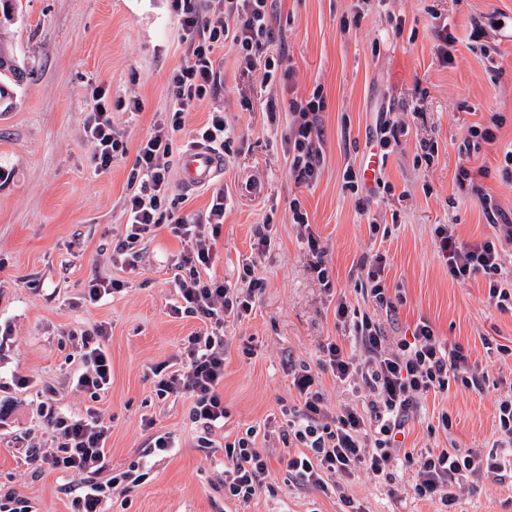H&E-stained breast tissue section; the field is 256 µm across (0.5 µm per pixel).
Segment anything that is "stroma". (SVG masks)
Returning <instances> with one entry per match:
<instances>
[{
	"label": "stroma",
	"mask_w": 512,
	"mask_h": 512,
	"mask_svg": "<svg viewBox=\"0 0 512 512\" xmlns=\"http://www.w3.org/2000/svg\"><path fill=\"white\" fill-rule=\"evenodd\" d=\"M358 24L343 26L354 8ZM447 19L454 42L451 63L437 53L434 30ZM482 27L481 41L470 33ZM275 46L287 72L268 94L280 106L321 89L325 131L321 173L316 182L295 183L288 173L282 133L268 124L258 95L259 74L241 72L234 53L216 54L221 86L216 97L195 102L184 114L185 131L175 139L181 155L188 131L203 126L223 107L234 153L214 185L193 192L173 187L177 213L206 209L215 187H227L232 203L224 215L213 273L236 281L245 258L255 257L266 282L253 314L228 323L224 363L223 435L233 441L247 426L296 404L289 362L318 366L319 345L341 335L334 307L337 296L359 307L353 271L363 253L389 257L387 283L401 300L389 335L411 332L420 318L438 336L468 347L485 374L481 390L464 388L431 394L407 428L406 448L457 445L489 452L494 444V410L512 386V357L486 349V342L512 346V313L488 302L483 278L451 281L437 253L433 229L452 225L456 237L477 243L489 237L478 197L459 187L463 162L485 167L482 185L504 209L512 208V183L500 175L502 155L512 146V0H275ZM9 38L33 75L19 105L0 112V323L14 338L0 350V380L12 373L34 385L25 393L9 426L0 427V484L14 488L34 512H69L62 493L63 473L31 474L13 449L28 434L45 444L37 390H56L63 410L97 408L112 421L109 439L115 471L145 462L147 475L106 512H341L337 499L301 490L280 464L269 481L274 494L239 505L224 498V450L196 446L189 420L190 398L158 397L152 370L174 362L185 339L199 331V319L174 314L172 263L182 243L165 228L144 239L136 272H129L113 247L126 227L127 180L141 140L166 116L170 76L184 60L170 0H19V19ZM494 49L500 70L487 74L481 46ZM105 91L117 102L112 122L127 147L107 170L93 162L85 134L93 97ZM138 96L142 109L119 104ZM252 109H242V100ZM390 111L406 128L389 147L383 167L390 193H378L368 212L342 188L347 167H360L369 132L379 112ZM497 116L495 143L466 152L467 130ZM434 142L432 162L420 160L421 142ZM299 200L313 229L328 247L332 288L324 290L308 269L309 257L289 208ZM387 226L371 234L370 223ZM272 225L270 251L253 256L258 225ZM125 281L123 291L95 304L79 296L95 275ZM104 324L112 383L98 401L72 390L67 377L79 363L75 332ZM252 355H244L243 347ZM453 421L451 433H428L441 413ZM153 420L145 431L143 420ZM168 432L178 446L149 453L151 434ZM349 493L365 512H437L434 502L390 496L380 480L357 473ZM456 512H512V487L486 481L477 492L458 495Z\"/></svg>",
	"instance_id": "1"
}]
</instances>
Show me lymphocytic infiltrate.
Returning a JSON list of instances; mask_svg holds the SVG:
<instances>
[{
  "label": "lymphocytic infiltrate",
  "instance_id": "f902f5d3",
  "mask_svg": "<svg viewBox=\"0 0 512 512\" xmlns=\"http://www.w3.org/2000/svg\"><path fill=\"white\" fill-rule=\"evenodd\" d=\"M170 7L188 52L169 80L168 120L155 123L139 144L127 184L126 233L119 237L114 251L126 256L129 268H136L145 233L159 227L166 228L184 245L174 264L177 301L172 310L198 318L203 327L188 337L182 368H154L155 391L161 397L190 398L189 418L197 445L211 448L227 416L224 326L252 314L266 282L257 275L252 262L243 264L236 282L213 276L229 193L217 189L206 210L176 215L169 205V158L177 134L184 129V112L218 89V50H234L244 71L263 67L262 82L266 85L273 81L283 59L273 51L274 0H171ZM324 109L325 99L318 88L310 97L288 104L292 120L284 131V141L288 170L296 183L309 185L320 175ZM87 136L94 145L93 160L99 169H108L127 152L124 142L114 134L104 95L94 99ZM479 198L492 235L475 244L465 243L449 225L440 224L434 230L438 252L451 280L464 282L482 276L488 284L489 302L499 311H512V283L503 273V247L512 244V213L505 212L487 193H480ZM291 208L293 221L302 230L309 269L324 288H331L327 246L313 230L300 203H292ZM386 262L385 254L380 252L360 257L355 290L372 310L352 312L345 297H338L336 321L348 327L351 338H329L319 345L321 366L340 383L364 392L362 404L331 410L318 377L303 363L292 367L290 373L298 404L282 406V422L269 418L263 427L275 429L278 440L294 448V455L282 457L280 463L300 488L337 497L350 512L362 510L347 494L342 478L363 471L390 483L403 467L413 473L410 489L415 499L437 500L450 510L459 490L477 491L485 480L512 484V390L502 394L495 406L494 452L484 454L457 447L418 454L404 451L401 437L419 415L429 393H445L454 385L478 391L485 375L471 364L468 349L444 341L428 319H419L410 338L395 340L388 336L376 317L377 311L390 314L396 309L385 284ZM108 336L104 324L81 333L80 364L70 377L76 391L94 399L107 391L112 380ZM54 395L52 387H44L37 406L38 418L51 433L52 448L36 452L22 443L16 450L36 471L72 476V483L65 487L70 512H104L113 490L129 492L141 477L130 470L113 472L108 446L112 427L98 409L89 407L84 413L73 414L58 407ZM260 428L247 427L224 445L227 500L246 504L270 487L271 451L257 445Z\"/></svg>",
  "mask_w": 512,
  "mask_h": 512
}]
</instances>
